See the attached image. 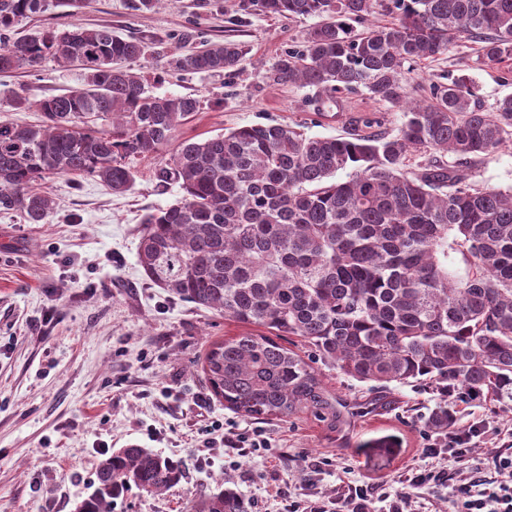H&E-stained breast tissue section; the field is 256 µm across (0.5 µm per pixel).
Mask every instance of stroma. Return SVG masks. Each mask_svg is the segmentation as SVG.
Listing matches in <instances>:
<instances>
[{"label":"stroma","mask_w":512,"mask_h":512,"mask_svg":"<svg viewBox=\"0 0 512 512\" xmlns=\"http://www.w3.org/2000/svg\"><path fill=\"white\" fill-rule=\"evenodd\" d=\"M131 3L91 0L74 11L48 0L21 28L105 25L148 39L140 62L148 90L201 102L176 133L178 143L255 124L338 136L361 116L392 134L402 122L401 106L366 90L320 92L277 78L278 60L300 48L316 18L245 14L234 11L233 0H170L153 12ZM205 39L245 43L241 70L163 73L185 41ZM461 75L478 83L486 110L512 94V61L484 63L478 40L458 38L446 54L414 63L407 98L429 100L432 83ZM83 83L81 70L50 60L0 75V119L38 123L36 109L10 107L15 91L37 100ZM170 154L166 148L137 161L135 182L121 195L89 176L47 180L43 189L56 203L47 223L0 214V512H73L99 460L129 444L179 461L184 476L156 496L130 490L113 512H190L221 484L238 489L251 512H288L305 495L339 501L358 485L373 489L377 512H391L412 474L451 473L447 435L428 424L443 398L419 383L381 389L316 360L344 413L337 426L307 411L285 421L245 417L212 395L200 368L209 343L250 333V326L151 285L137 260L142 217L182 196L178 185L152 176ZM475 170L482 185L512 188V142ZM456 418L455 432H476L475 459L491 461L512 446V400L482 395L458 404ZM239 435L269 448L242 454L230 445ZM383 440L390 449L380 448Z\"/></svg>","instance_id":"35a3bbf8"}]
</instances>
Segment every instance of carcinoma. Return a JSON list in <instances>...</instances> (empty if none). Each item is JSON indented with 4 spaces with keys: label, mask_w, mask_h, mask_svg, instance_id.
Listing matches in <instances>:
<instances>
[{
    "label": "carcinoma",
    "mask_w": 512,
    "mask_h": 512,
    "mask_svg": "<svg viewBox=\"0 0 512 512\" xmlns=\"http://www.w3.org/2000/svg\"><path fill=\"white\" fill-rule=\"evenodd\" d=\"M45 0H0V73L47 59L84 74L83 87L11 106L42 113L37 127L0 122V212L44 224L54 200L38 185L88 175L126 192L136 161L158 154L200 111L192 95L145 87L131 64L147 45L112 28L14 36ZM394 23L372 20L377 9ZM245 13L319 16L302 48L283 56L278 78L301 87L366 90L403 99L409 65L448 50L455 37L482 40L485 63L512 60V0H238ZM363 25L356 33L350 22ZM245 46L205 42L180 52L186 73L241 69ZM432 102L403 113L397 133L354 128L307 136L287 125H250L181 143L153 177L182 197L146 216L138 261L147 280L226 319L274 334L210 344L201 363L210 392L254 418L302 411L336 422V398L311 361L280 345L297 336L325 362L387 388L433 384L444 397L512 398V191L484 187L472 162L512 136V96L487 112L467 75L430 87ZM421 158L407 170L409 154ZM452 160L445 162L442 157ZM348 172L344 181L336 173ZM466 264L453 265L451 254ZM454 424L445 403L429 419ZM95 489L74 512H112L135 487L161 494L183 478L179 462L129 445L98 463ZM192 512H249L226 486Z\"/></svg>",
    "instance_id": "obj_1"
}]
</instances>
